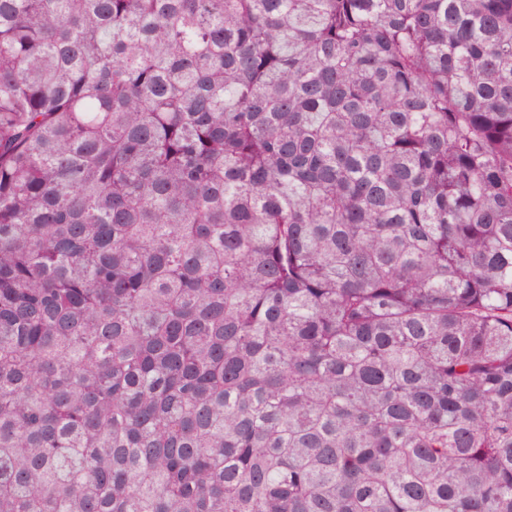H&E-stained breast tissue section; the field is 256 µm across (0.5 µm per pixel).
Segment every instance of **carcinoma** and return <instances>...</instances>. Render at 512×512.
<instances>
[{
  "mask_svg": "<svg viewBox=\"0 0 512 512\" xmlns=\"http://www.w3.org/2000/svg\"><path fill=\"white\" fill-rule=\"evenodd\" d=\"M0 512H512V0H0Z\"/></svg>",
  "mask_w": 512,
  "mask_h": 512,
  "instance_id": "1",
  "label": "carcinoma"
}]
</instances>
